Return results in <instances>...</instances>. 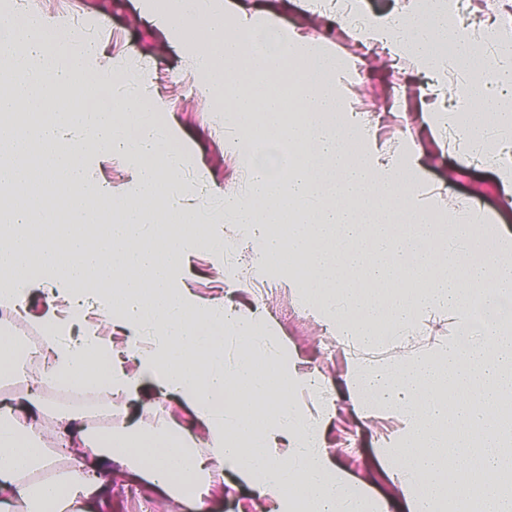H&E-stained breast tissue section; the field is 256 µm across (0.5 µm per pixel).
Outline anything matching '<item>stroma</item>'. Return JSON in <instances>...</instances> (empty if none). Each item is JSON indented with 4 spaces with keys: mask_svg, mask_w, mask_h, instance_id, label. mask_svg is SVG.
Here are the masks:
<instances>
[{
    "mask_svg": "<svg viewBox=\"0 0 512 512\" xmlns=\"http://www.w3.org/2000/svg\"><path fill=\"white\" fill-rule=\"evenodd\" d=\"M263 2L276 12L283 25L311 39L327 37L331 50L344 61L365 60L361 77L347 88L350 109L362 113H382L380 139L396 147L401 135H412L423 155L419 178L428 187L451 182L456 201L478 208L485 225H502L512 230V210L504 207L505 188L494 168L462 164L458 153L449 151L444 129H430L421 116L420 96L427 89L424 79L413 77L411 62L392 69L384 50L357 45L345 28L331 19L318 0H234L248 8ZM25 12L50 15L56 28L68 29L72 18L94 15L108 27L102 35L104 54L89 59L88 67L105 77H113L127 59H136L141 95L151 98L162 115L161 129L169 145L178 147L188 165L203 175L209 191L198 192L193 202L195 224H203L210 196L240 197L245 193L243 163L228 153L221 131L224 114L216 110L195 65L180 42L160 27L143 8V0H66L58 10L55 0H22ZM84 164L89 183H107L112 196L124 200L135 191L136 163L128 157L102 161L87 151ZM224 239L234 244L242 258L236 276L240 284L235 298L243 309L262 312L270 321L280 349L304 360L320 376L334 395L335 415L326 425L328 454L339 466L347 482L358 492L390 502L393 512H409L401 489L391 479L396 465L387 451V440L402 428L397 415L376 407L354 410L344 384L352 358L348 347L327 327L323 316L308 308L300 291L278 273H270L267 296L256 299L251 288L259 274L253 266V244L245 225L227 222ZM187 285L200 297L223 294L226 273L220 258L202 251L191 253L183 270ZM130 422L147 429L158 418L176 421L190 429L192 437L204 433L191 423L192 413L178 395L138 382L137 397L128 401ZM248 476L225 469L223 482L204 486L199 501L179 505L161 490L149 485L144 475L122 467L112 471V490L99 512H140L141 504L154 512H265V505L250 489Z\"/></svg>",
    "mask_w": 512,
    "mask_h": 512,
    "instance_id": "1",
    "label": "stroma"
}]
</instances>
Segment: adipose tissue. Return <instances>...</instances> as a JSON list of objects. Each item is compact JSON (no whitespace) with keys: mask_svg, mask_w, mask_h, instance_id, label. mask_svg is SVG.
I'll list each match as a JSON object with an SVG mask.
<instances>
[{"mask_svg":"<svg viewBox=\"0 0 512 512\" xmlns=\"http://www.w3.org/2000/svg\"><path fill=\"white\" fill-rule=\"evenodd\" d=\"M458 0H439L384 17L361 7L337 22L361 45L383 47L392 66L412 61L438 73L437 45L464 78L448 124L465 164L493 167L512 183V147L489 133L496 103L512 119V24L492 25L502 53L482 55L480 34L457 25ZM156 21L184 40L214 102L240 131L229 150L249 172L244 198L225 210L246 225L263 261L289 254L307 269L290 274L341 341L364 348L402 345L428 322H446L447 343L372 365L353 360L349 393H369L402 420L391 442L392 478L412 512H512V232L482 231L469 204L439 211L419 183L420 152L378 143V124L346 104L348 66L281 26L272 12L230 8L227 0H162ZM101 74L75 71L50 25L0 15V308L18 312L33 271L50 265L51 299L94 298L121 311L122 329L154 327L135 350L136 373L112 361V340L69 320L41 317L49 367L40 379L94 385L107 377L131 398L135 378L180 394L203 426L206 450L187 445L180 425L146 431L117 420L107 452L88 442L75 418L44 426L40 405L0 404V500L10 512H84L89 495L107 499L103 465L143 473L175 501L232 468L275 512H389L353 490L328 462L317 431L292 401L318 377L282 360L261 335L263 320L232 315L223 300L201 301L176 270L189 241L185 200L171 189L173 167L153 121L134 97L102 108ZM294 100L297 110L286 109ZM85 135L73 146V131ZM267 151L256 156L254 141ZM136 162L137 191L113 203L85 178V148ZM238 343L233 367L224 341ZM55 439L47 441L44 432Z\"/></svg>","mask_w":512,"mask_h":512,"instance_id":"1","label":"adipose tissue"}]
</instances>
